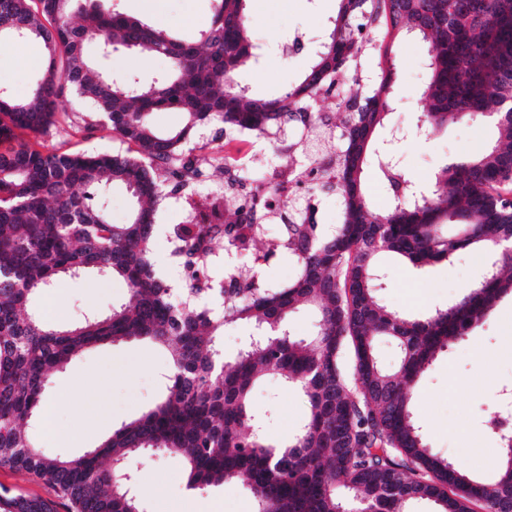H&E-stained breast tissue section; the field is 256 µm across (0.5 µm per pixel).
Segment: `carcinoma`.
I'll return each instance as SVG.
<instances>
[{"label":"carcinoma","mask_w":512,"mask_h":512,"mask_svg":"<svg viewBox=\"0 0 512 512\" xmlns=\"http://www.w3.org/2000/svg\"><path fill=\"white\" fill-rule=\"evenodd\" d=\"M247 2L218 0L201 50L105 12L97 0H0V46L34 36L49 53L26 98L0 83V142L58 127L69 88L135 147L133 155L25 144L0 152V467L50 486L67 512H144L130 462L148 450L179 459L190 489L238 480L255 512H412L421 502L434 512H512V431H494L491 474L471 478L429 447L411 408L412 389L436 355L512 293V205L500 192L512 183V0H338L304 79L273 99L250 98L235 80L258 60ZM400 35L428 45L418 117L426 134L464 115H489L498 131L493 145L440 166L428 188L405 178L376 140L399 72L388 42ZM96 40L161 58L167 70L147 84L96 73L85 51ZM346 70L358 89L336 103L334 124L316 106ZM162 108L182 112L185 125L157 132L150 115ZM212 124L259 137L290 125L335 132L336 158L320 167L319 183L341 197L345 218L309 224L304 202L288 210L279 235L252 255L257 268L276 253L288 256L297 275L286 286L242 278L224 263L220 251L239 250V223L173 224L171 256L191 272L176 301L153 260L158 171H189L188 144ZM371 159L398 193L384 214L371 210L365 190ZM104 181L135 200L127 222L112 223L103 204L75 191ZM467 249L488 258L486 269L448 305L413 314L378 296L383 255L422 272ZM84 273L123 281L126 301L69 328L28 310L57 277ZM302 308L317 319L311 336L290 331ZM229 325L247 326L251 338L227 360L218 340ZM132 337L170 351L163 396L81 455L45 453L25 426L39 416L51 373L85 348ZM383 337L397 350L391 368L376 354ZM268 376L307 402L297 434L279 444L252 402ZM0 512H55V505L0 485Z\"/></svg>","instance_id":"1"}]
</instances>
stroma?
I'll return each instance as SVG.
<instances>
[{
  "mask_svg": "<svg viewBox=\"0 0 512 512\" xmlns=\"http://www.w3.org/2000/svg\"><path fill=\"white\" fill-rule=\"evenodd\" d=\"M141 0H100L103 10L120 12L198 39L214 19V0H159L158 11L141 10ZM337 0H249L253 37L266 46L264 57L242 69L238 81L255 98L284 94L303 79L321 43L333 27ZM42 42L17 40L0 54L17 64L4 77L16 97H25L44 70L34 60L44 53ZM100 73H133L151 82L165 70L163 59L137 52L104 56L98 45L87 49ZM399 76L392 88L394 109L380 129V139L394 141L401 168L417 185L429 183L444 163L467 158L494 137L487 121L460 119L447 129L424 137L415 126L421 110L419 92L428 74L426 43L402 36L392 44ZM66 115L60 127L45 135H23L32 148L48 151L123 153L128 149L85 101L63 94ZM203 149L191 155L193 164L222 187L221 158L225 134L210 127L201 136ZM386 277L378 290L394 307L424 313L446 306L466 294L480 278L483 261L475 252L462 251L450 264H438L417 273L392 258L384 260ZM50 321L66 325L82 315L99 313L127 298L125 284L95 276L57 278ZM168 353L146 340H123L89 349L64 369L54 372L48 396L56 403L51 421L37 420L31 432L39 446L54 454L80 455L109 436L122 423L164 393L163 376ZM512 383V294L503 295L471 336L439 353L425 379L414 388V417L430 446L470 474L485 475L496 454L497 440L484 426L497 387ZM255 408L267 416L266 433L275 441L290 438L305 415V401L277 378H266L253 393ZM150 490L143 497L146 512H168L184 495L181 463L165 452L149 451L133 461ZM199 500L219 506L221 512H255L250 492L233 482L197 491Z\"/></svg>",
  "mask_w": 512,
  "mask_h": 512,
  "instance_id": "obj_1",
  "label": "stroma"
}]
</instances>
